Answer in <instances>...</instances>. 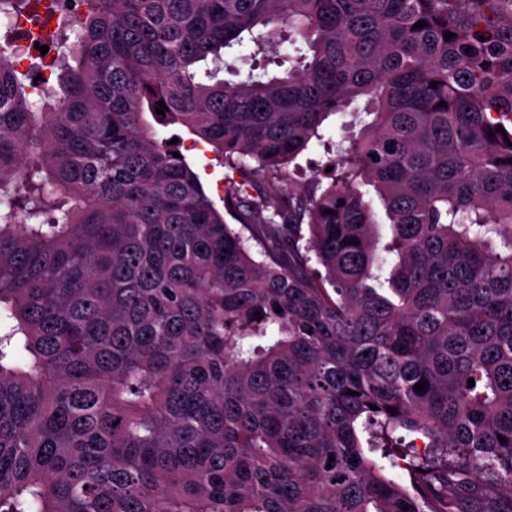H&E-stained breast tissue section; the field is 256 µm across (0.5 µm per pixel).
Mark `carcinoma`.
Masks as SVG:
<instances>
[{
	"label": "carcinoma",
	"instance_id": "obj_1",
	"mask_svg": "<svg viewBox=\"0 0 512 512\" xmlns=\"http://www.w3.org/2000/svg\"><path fill=\"white\" fill-rule=\"evenodd\" d=\"M59 45L45 96L0 48V512H512V0H79ZM352 117L347 113L345 115L337 114L331 116L326 124L324 141L329 139V144L325 146L318 141L303 151L298 158L291 164L286 165L288 172L297 170L301 173L299 178L294 176L301 186H305L315 179L322 181V187H326L331 182L333 170L325 172L327 166H333L340 151L348 149L352 139L358 135L360 126H354L350 123ZM155 126L166 132V136L178 135L180 152L185 156L192 169L200 176L207 194L216 206L220 210L224 209L222 200L224 198L225 177H233V171L224 166V160L214 152L210 145L185 128L176 125L168 128ZM369 190L370 200L372 201V208L375 212V217L378 221L377 225V235H378V246H377V255L381 259H386V263L384 264V271L386 276H388L389 270L392 265L397 261V257L394 254H388L384 252L383 247L386 243L391 240L392 237V229L390 224L385 218L384 208L372 190L371 187H366Z\"/></svg>",
	"mask_w": 512,
	"mask_h": 512
}]
</instances>
